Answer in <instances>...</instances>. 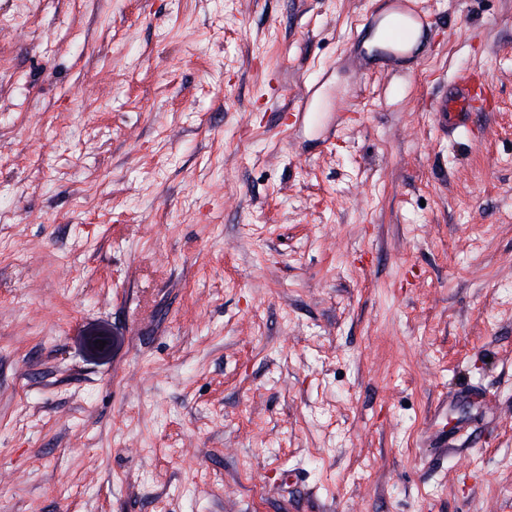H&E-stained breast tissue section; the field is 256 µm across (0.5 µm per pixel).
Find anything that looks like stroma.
I'll list each match as a JSON object with an SVG mask.
<instances>
[{
	"label": "stroma",
	"instance_id": "35a3bbf8",
	"mask_svg": "<svg viewBox=\"0 0 512 512\" xmlns=\"http://www.w3.org/2000/svg\"><path fill=\"white\" fill-rule=\"evenodd\" d=\"M415 5L0 0V512H512V0ZM484 87L470 78H456L448 92L433 102L431 112H437L439 123L448 134H457L469 129L470 113L476 103L482 99Z\"/></svg>",
	"mask_w": 512,
	"mask_h": 512
}]
</instances>
